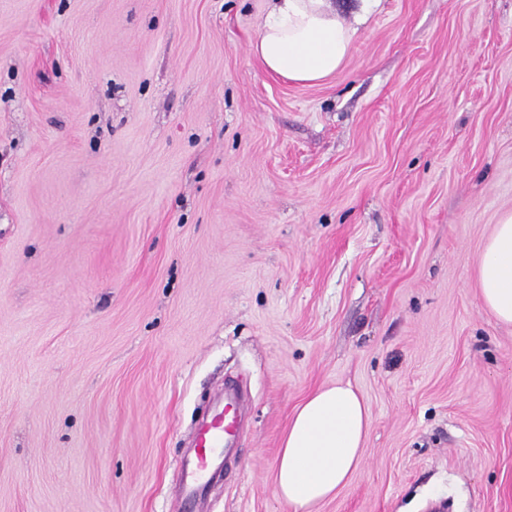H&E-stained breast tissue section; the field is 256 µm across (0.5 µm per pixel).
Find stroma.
Masks as SVG:
<instances>
[{
    "instance_id": "obj_1",
    "label": "stroma",
    "mask_w": 512,
    "mask_h": 512,
    "mask_svg": "<svg viewBox=\"0 0 512 512\" xmlns=\"http://www.w3.org/2000/svg\"><path fill=\"white\" fill-rule=\"evenodd\" d=\"M331 77L265 74L269 0H0V512H292L294 408L352 383L363 460L315 512H512V326L475 268L512 209V0H332ZM225 401L202 426L195 448L182 466L183 512H194L205 501L211 479L222 472L224 441L233 432V419Z\"/></svg>"
}]
</instances>
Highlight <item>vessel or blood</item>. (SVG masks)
I'll use <instances>...</instances> for the list:
<instances>
[{
	"label": "vessel or blood",
	"instance_id": "obj_1",
	"mask_svg": "<svg viewBox=\"0 0 512 512\" xmlns=\"http://www.w3.org/2000/svg\"><path fill=\"white\" fill-rule=\"evenodd\" d=\"M233 431L228 405H221L202 426L189 459L182 466L183 512H194L205 501L211 479L224 465V441Z\"/></svg>",
	"mask_w": 512,
	"mask_h": 512
}]
</instances>
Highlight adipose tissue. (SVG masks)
Returning a JSON list of instances; mask_svg holds the SVG:
<instances>
[{"label":"adipose tissue","instance_id":"adipose-tissue-1","mask_svg":"<svg viewBox=\"0 0 512 512\" xmlns=\"http://www.w3.org/2000/svg\"><path fill=\"white\" fill-rule=\"evenodd\" d=\"M355 35L331 0H273L251 51L267 74L314 84L343 65ZM476 280L484 309L512 325V210L486 238ZM368 427V405L348 383L319 388L295 408L275 469L276 493L292 512H314L347 484L362 462Z\"/></svg>","mask_w":512,"mask_h":512}]
</instances>
